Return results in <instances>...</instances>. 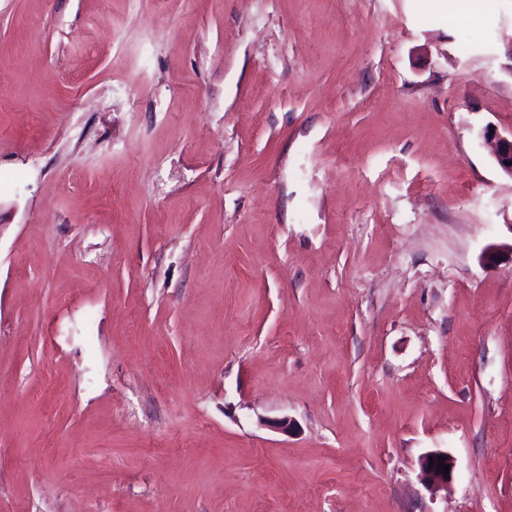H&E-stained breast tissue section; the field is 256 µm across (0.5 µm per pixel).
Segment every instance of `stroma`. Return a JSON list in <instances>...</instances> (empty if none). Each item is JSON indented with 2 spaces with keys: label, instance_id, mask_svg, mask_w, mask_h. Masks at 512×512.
Masks as SVG:
<instances>
[{
  "label": "stroma",
  "instance_id": "35a3bbf8",
  "mask_svg": "<svg viewBox=\"0 0 512 512\" xmlns=\"http://www.w3.org/2000/svg\"><path fill=\"white\" fill-rule=\"evenodd\" d=\"M488 127L512 0H0V512H512ZM491 0H438L443 2L447 14L458 16L477 13L489 6ZM483 267H496L502 263H512V242L510 244H490L480 258ZM430 456H433L434 465H430ZM438 463L449 464V477H445L442 466L438 467ZM456 468V460L443 450H431L421 456L419 460V479L421 484L430 492H434L441 488H449Z\"/></svg>",
  "mask_w": 512,
  "mask_h": 512
}]
</instances>
